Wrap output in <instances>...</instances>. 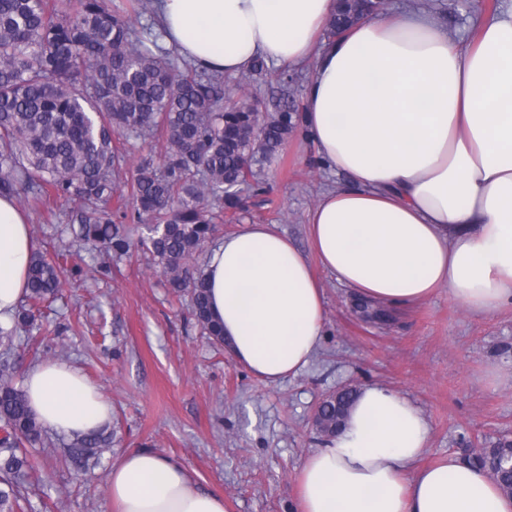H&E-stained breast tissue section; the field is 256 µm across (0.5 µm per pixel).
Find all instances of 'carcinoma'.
<instances>
[{
	"instance_id": "obj_1",
	"label": "carcinoma",
	"mask_w": 512,
	"mask_h": 512,
	"mask_svg": "<svg viewBox=\"0 0 512 512\" xmlns=\"http://www.w3.org/2000/svg\"><path fill=\"white\" fill-rule=\"evenodd\" d=\"M379 0H336L327 36L376 13ZM285 97L269 107L224 87L179 56L133 37L128 16L110 0H0V195L74 204L80 249L123 256L149 250L168 287L191 294V314L218 343L205 273L188 261L213 232L220 213H236L246 191H265L255 166L272 158L298 126ZM159 151L127 177L121 138ZM67 255L32 254L27 306L0 328V512H17L29 464L23 444L43 443L47 428L12 377L13 336L33 310L57 298ZM355 390L330 395L315 423L336 433ZM112 442L101 432L76 436L66 453L82 465ZM512 440L483 449L472 462L497 473Z\"/></svg>"
}]
</instances>
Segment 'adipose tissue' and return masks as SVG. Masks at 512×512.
<instances>
[{
    "label": "adipose tissue",
    "mask_w": 512,
    "mask_h": 512,
    "mask_svg": "<svg viewBox=\"0 0 512 512\" xmlns=\"http://www.w3.org/2000/svg\"><path fill=\"white\" fill-rule=\"evenodd\" d=\"M335 0H156L168 47L237 74L256 59L312 62L301 129L322 165L353 185L308 215L319 264L375 306L420 304L439 289L477 316L512 305V5L459 46L422 9L372 15L323 38ZM35 243L26 213L0 197V323L26 292ZM308 257L267 224H247L208 257L209 301L248 371L277 383L307 368L325 323ZM38 420L62 435L110 425L112 406L71 363L23 380ZM429 426L407 397L368 384L300 470L294 512H512L477 465L417 461ZM114 512H228L181 461L146 448L113 462Z\"/></svg>",
    "instance_id": "1"
}]
</instances>
